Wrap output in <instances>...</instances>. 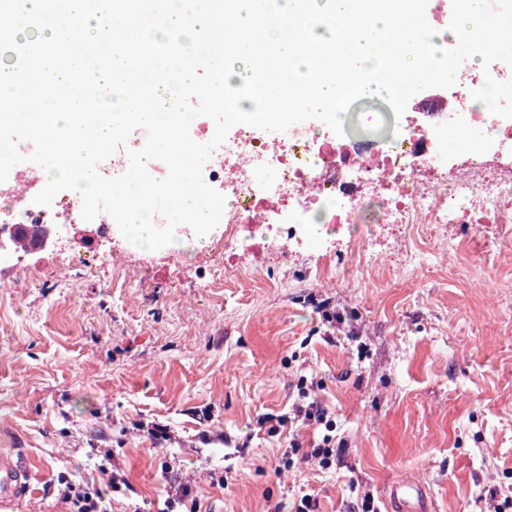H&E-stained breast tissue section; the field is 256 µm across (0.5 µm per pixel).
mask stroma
Returning <instances> with one entry per match:
<instances>
[{
  "mask_svg": "<svg viewBox=\"0 0 512 512\" xmlns=\"http://www.w3.org/2000/svg\"><path fill=\"white\" fill-rule=\"evenodd\" d=\"M311 256L274 265L262 243L224 256V287L173 275L157 256L151 287L109 273L55 287L28 261L0 292V451L36 475L0 512H70L59 476L104 486L111 457L128 480L112 512H157L178 485L203 512H388L409 474L438 512H488L512 497V224L415 225L405 255L369 263ZM306 389L341 453L322 469L291 440L318 425L261 420ZM159 423L160 445L138 426Z\"/></svg>",
  "mask_w": 512,
  "mask_h": 512,
  "instance_id": "1",
  "label": "stroma"
}]
</instances>
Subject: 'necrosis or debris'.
<instances>
[{
  "label": "necrosis or debris",
  "mask_w": 512,
  "mask_h": 512,
  "mask_svg": "<svg viewBox=\"0 0 512 512\" xmlns=\"http://www.w3.org/2000/svg\"><path fill=\"white\" fill-rule=\"evenodd\" d=\"M481 57L466 60L453 90H440L443 111L422 112L420 119L395 116L381 104L376 117H398V133L369 141L360 135H336L305 121L284 132L237 125L207 160L203 177L222 193L225 207L217 235L200 238L182 226L164 248L176 269L192 270L204 287H221L228 247L268 242L278 261L292 259L290 241L315 237L335 224H368L371 233L350 234L352 254L379 257V239L401 224H512V102L498 101L484 113L472 101L486 75L512 84V67L496 61L482 68ZM463 134L475 142L473 154L449 150ZM47 178L43 168L13 167L0 183V243L9 244L7 260L26 257L22 236H31L58 282L74 269L92 277L102 269L130 272L124 245H111L116 227L107 212L94 219L109 248L100 253L85 239L64 234L82 223L80 192H59L51 205L35 204Z\"/></svg>",
  "instance_id": "obj_1"
}]
</instances>
